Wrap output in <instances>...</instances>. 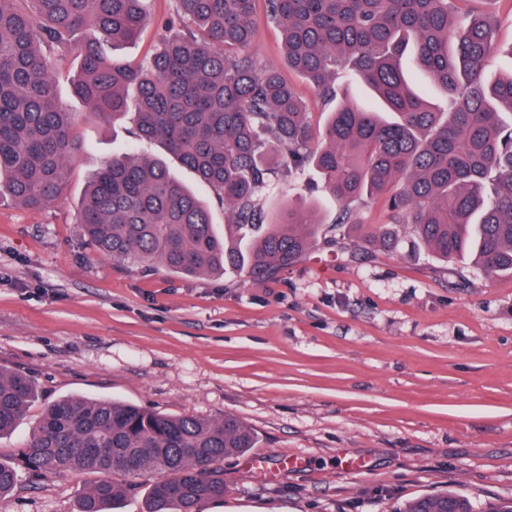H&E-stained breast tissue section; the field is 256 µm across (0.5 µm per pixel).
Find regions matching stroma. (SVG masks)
Masks as SVG:
<instances>
[{
	"mask_svg": "<svg viewBox=\"0 0 512 512\" xmlns=\"http://www.w3.org/2000/svg\"><path fill=\"white\" fill-rule=\"evenodd\" d=\"M500 56L486 80L512 73V0H498ZM151 22L116 57L149 59L174 0H151ZM253 55L283 71L322 128L330 110L290 72L280 29L257 0ZM78 67L56 73L82 149L63 199L42 211L0 206V366L33 378L39 397L0 459L22 450L44 407L63 397L109 398L171 414L250 426L257 446L224 463V497L199 512H396L452 492L473 512L512 500V275L487 278L468 260L443 263L364 240L388 223L382 205L351 203L339 246L319 244L258 287L234 275L189 278L95 253L77 207L112 154L154 153L132 118L96 120L71 91ZM315 200L322 223L340 206L311 170L273 168L260 192L269 214ZM359 460L362 472L348 471ZM92 473L22 480L0 512H76Z\"/></svg>",
	"mask_w": 512,
	"mask_h": 512,
	"instance_id": "1",
	"label": "stroma"
}]
</instances>
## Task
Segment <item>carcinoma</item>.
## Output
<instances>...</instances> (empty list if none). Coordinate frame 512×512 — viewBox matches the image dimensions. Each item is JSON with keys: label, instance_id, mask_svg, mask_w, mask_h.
<instances>
[{"label": "carcinoma", "instance_id": "cac0c4a2", "mask_svg": "<svg viewBox=\"0 0 512 512\" xmlns=\"http://www.w3.org/2000/svg\"><path fill=\"white\" fill-rule=\"evenodd\" d=\"M150 0H0V203L42 210L63 199L79 137L58 100L55 73L70 54L75 97L103 121L134 113L135 136L161 154H114L89 178L77 223L94 251L185 277L237 274L252 285L309 253L324 235L317 206L288 200L265 223L258 194L276 155L287 171L317 172L351 224L349 205L381 201L389 223L364 239L388 250L400 228L443 260L471 257L492 279L512 274V74L484 80L497 50L489 11L460 20L468 0H265L282 30L288 67L328 103L313 132L304 101L276 68L257 70L253 0H175L184 26L166 27L147 62L106 52L136 40ZM418 67L449 100L442 110L407 79ZM359 79L385 111L339 98ZM191 171L224 203V234L208 206L171 170ZM38 397L28 375L0 368V439ZM232 414L168 415L121 402L66 397L47 405L23 456L34 475L102 478L77 512H112L124 485L107 474H158L145 512H198L224 497V459L255 447ZM16 466L0 461V497ZM399 512H472L457 494L429 495Z\"/></svg>", "mask_w": 512, "mask_h": 512}]
</instances>
